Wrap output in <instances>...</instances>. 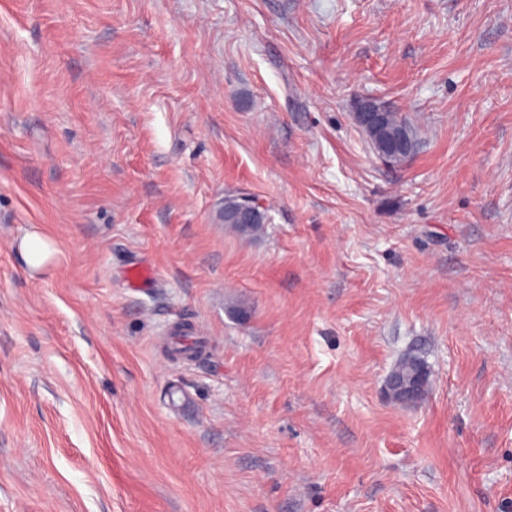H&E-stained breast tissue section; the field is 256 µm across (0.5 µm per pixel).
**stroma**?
<instances>
[{"label": "stroma", "mask_w": 512, "mask_h": 512, "mask_svg": "<svg viewBox=\"0 0 512 512\" xmlns=\"http://www.w3.org/2000/svg\"><path fill=\"white\" fill-rule=\"evenodd\" d=\"M0 512H512V0H0ZM358 111L352 118L360 130L365 127L373 133H381L387 129L388 113L392 110L379 97L373 95L361 97L358 100ZM391 121L394 123L400 121L409 128L416 151L419 144L416 128L400 112H392ZM375 154L387 165L393 166L390 160L407 150L406 139L402 130L377 138L373 149ZM251 203L253 206H255L259 213L253 209L249 204L244 203L240 205L235 211L230 213L227 218L232 223L235 230H237L239 233L243 235H253L257 231L260 230L262 224H269L270 223V217L268 215L267 209L261 207L259 204L256 203L254 199H251ZM260 217V219H259ZM259 219L258 222H256ZM256 222V223H255ZM255 223V224H253ZM238 224H251L250 226L244 227ZM19 252L28 267L42 270L51 263L57 249L48 237L39 232H32L26 234L22 239ZM415 359L420 363L424 371V383L422 385L421 395L420 388L423 374L419 365L413 363V370L410 374L402 372L390 374L386 389L391 399H398L402 402H415L419 399V395L420 398L425 396L429 384V371L422 360L421 362L419 359Z\"/></svg>", "instance_id": "obj_1"}]
</instances>
